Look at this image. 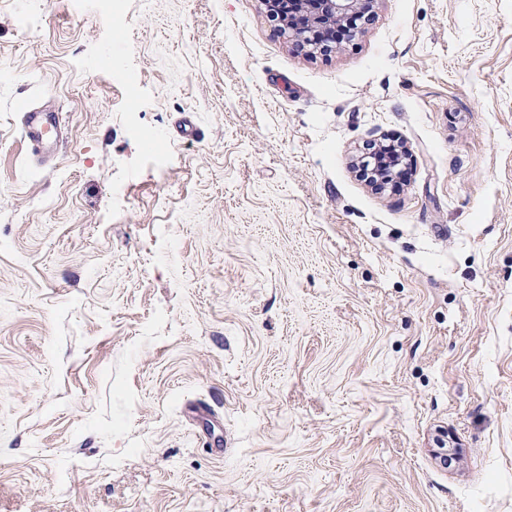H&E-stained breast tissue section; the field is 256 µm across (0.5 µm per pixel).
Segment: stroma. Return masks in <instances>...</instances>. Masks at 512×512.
<instances>
[{
  "label": "stroma",
  "mask_w": 512,
  "mask_h": 512,
  "mask_svg": "<svg viewBox=\"0 0 512 512\" xmlns=\"http://www.w3.org/2000/svg\"><path fill=\"white\" fill-rule=\"evenodd\" d=\"M0 512H512V0H0ZM374 0H263L279 3L285 19H278V31L288 35L296 48L308 54L335 49L332 32L345 26L349 36L355 32V20L368 12ZM352 30V31H351ZM332 39V40H331ZM334 44V46H333ZM25 133L35 153L51 146L59 136L60 124L57 115L43 112L31 106H23Z\"/></svg>",
  "instance_id": "stroma-1"
}]
</instances>
